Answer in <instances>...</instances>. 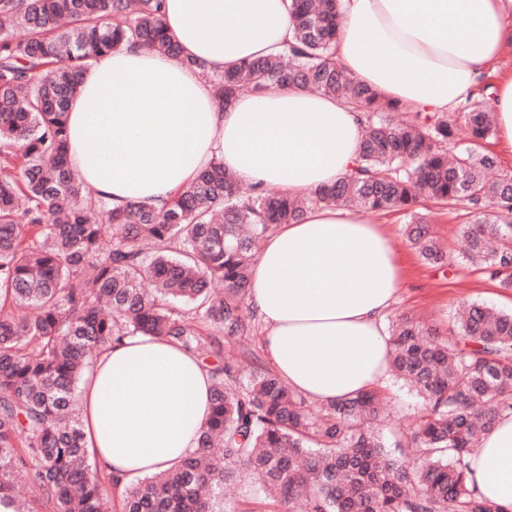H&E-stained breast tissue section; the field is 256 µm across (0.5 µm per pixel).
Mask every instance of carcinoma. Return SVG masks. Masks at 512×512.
<instances>
[{"instance_id": "carcinoma-1", "label": "carcinoma", "mask_w": 512, "mask_h": 512, "mask_svg": "<svg viewBox=\"0 0 512 512\" xmlns=\"http://www.w3.org/2000/svg\"><path fill=\"white\" fill-rule=\"evenodd\" d=\"M339 17V0H292L283 52L209 79L223 106L287 85L362 113L352 174L290 197L244 191L214 161L160 209L113 207L68 163L75 76L132 43L180 57L163 0H0V500L15 499L12 477L22 473L40 512H110L78 386L105 344L150 336L203 359L212 413L189 457L125 488L122 512H223L224 486L243 473L271 501L300 499L305 512H505L477 491L471 457L512 415V311L470 302L449 342L408 317L393 324L390 366L422 399L398 444L407 457L375 427L377 391L313 417L272 370L244 381L242 364L224 360V338L254 328L246 293L265 239L314 208L400 211L422 260L444 265L423 210L463 207L458 258L512 288V174L489 178L501 167L489 147L491 85L456 112H406L336 59ZM100 213L107 223L93 220ZM216 282L224 294L213 293Z\"/></svg>"}]
</instances>
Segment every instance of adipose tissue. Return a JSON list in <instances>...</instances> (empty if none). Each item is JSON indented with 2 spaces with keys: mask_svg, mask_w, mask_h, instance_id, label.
Segmentation results:
<instances>
[{
  "mask_svg": "<svg viewBox=\"0 0 512 512\" xmlns=\"http://www.w3.org/2000/svg\"><path fill=\"white\" fill-rule=\"evenodd\" d=\"M291 0H166L181 56L137 46L77 75L70 162L112 206L163 205L211 161L238 181L295 197L347 176L362 129L335 98L293 87L217 106L204 71L282 50ZM512 48V0H341L336 56L356 81L429 112H451ZM403 286L398 248L349 206L308 211L270 235L247 301L271 369L327 405L388 376L385 320ZM212 378L197 355L145 336L103 347L81 386L89 457L117 487L174 466L197 446ZM480 492L512 512V416L472 462Z\"/></svg>",
  "mask_w": 512,
  "mask_h": 512,
  "instance_id": "ef3b65f1",
  "label": "adipose tissue"
}]
</instances>
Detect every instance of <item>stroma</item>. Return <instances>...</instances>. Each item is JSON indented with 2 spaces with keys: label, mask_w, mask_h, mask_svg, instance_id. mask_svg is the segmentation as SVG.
<instances>
[{
  "label": "stroma",
  "mask_w": 512,
  "mask_h": 512,
  "mask_svg": "<svg viewBox=\"0 0 512 512\" xmlns=\"http://www.w3.org/2000/svg\"><path fill=\"white\" fill-rule=\"evenodd\" d=\"M432 225L448 254L444 268L424 264L408 246L401 234L406 221L399 212H379L369 220L384 225L396 242L404 261V286L391 310L392 316L407 315L433 325L441 336H449L455 325L458 302L480 301L500 310L512 308V289L502 288L481 270L457 258L458 233L467 223L463 208L432 207ZM383 393L389 402L388 415L380 425L387 440H395L400 431L413 425L420 410L419 398L402 383L387 379Z\"/></svg>",
  "instance_id": "35a3bbf8"
}]
</instances>
